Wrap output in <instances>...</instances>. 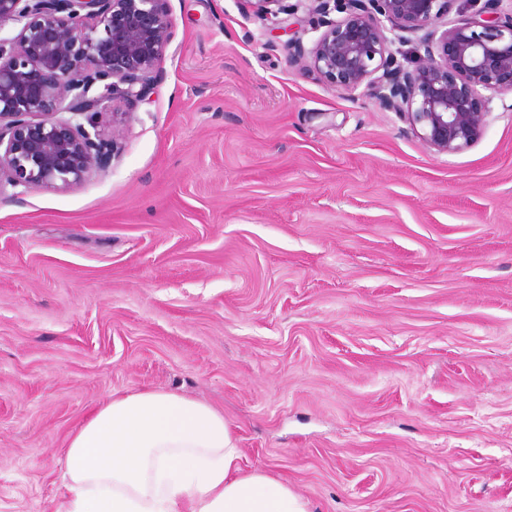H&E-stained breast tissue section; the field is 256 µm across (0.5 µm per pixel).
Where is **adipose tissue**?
Instances as JSON below:
<instances>
[{"label":"adipose tissue","mask_w":512,"mask_h":512,"mask_svg":"<svg viewBox=\"0 0 512 512\" xmlns=\"http://www.w3.org/2000/svg\"><path fill=\"white\" fill-rule=\"evenodd\" d=\"M223 413L173 391L112 396L71 435L56 512H311L287 481L243 470Z\"/></svg>","instance_id":"1"}]
</instances>
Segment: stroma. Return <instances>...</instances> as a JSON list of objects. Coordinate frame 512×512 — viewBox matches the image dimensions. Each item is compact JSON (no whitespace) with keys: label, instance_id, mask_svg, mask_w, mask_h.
I'll use <instances>...</instances> for the list:
<instances>
[{"label":"stroma","instance_id":"1","mask_svg":"<svg viewBox=\"0 0 512 512\" xmlns=\"http://www.w3.org/2000/svg\"><path fill=\"white\" fill-rule=\"evenodd\" d=\"M169 8L120 157L0 193V512H54L70 435L141 389L312 512H512V94L437 154L238 0Z\"/></svg>","mask_w":512,"mask_h":512}]
</instances>
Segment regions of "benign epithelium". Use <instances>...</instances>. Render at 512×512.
<instances>
[{"instance_id": "7a95c632", "label": "benign epithelium", "mask_w": 512, "mask_h": 512, "mask_svg": "<svg viewBox=\"0 0 512 512\" xmlns=\"http://www.w3.org/2000/svg\"><path fill=\"white\" fill-rule=\"evenodd\" d=\"M169 0H0V189L66 191L106 168L175 38ZM280 31L287 68L398 113L437 154L474 145L483 103L512 93V15L453 0H239ZM317 34L312 45L304 36Z\"/></svg>"}]
</instances>
